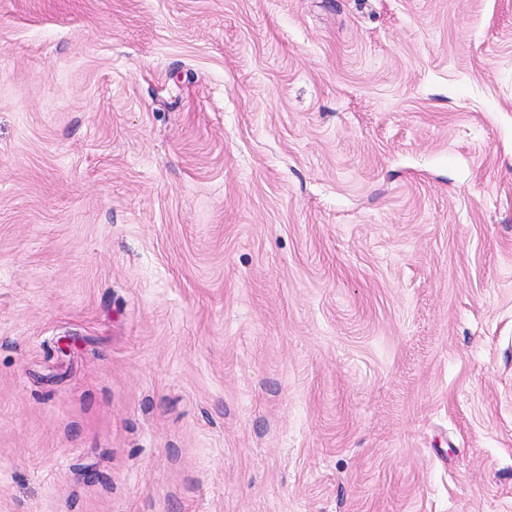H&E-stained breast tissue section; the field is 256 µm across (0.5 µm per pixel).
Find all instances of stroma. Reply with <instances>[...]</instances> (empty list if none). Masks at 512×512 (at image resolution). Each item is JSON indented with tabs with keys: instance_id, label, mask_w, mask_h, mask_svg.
I'll return each instance as SVG.
<instances>
[{
	"instance_id": "obj_1",
	"label": "stroma",
	"mask_w": 512,
	"mask_h": 512,
	"mask_svg": "<svg viewBox=\"0 0 512 512\" xmlns=\"http://www.w3.org/2000/svg\"><path fill=\"white\" fill-rule=\"evenodd\" d=\"M0 512H512V0H0Z\"/></svg>"
}]
</instances>
